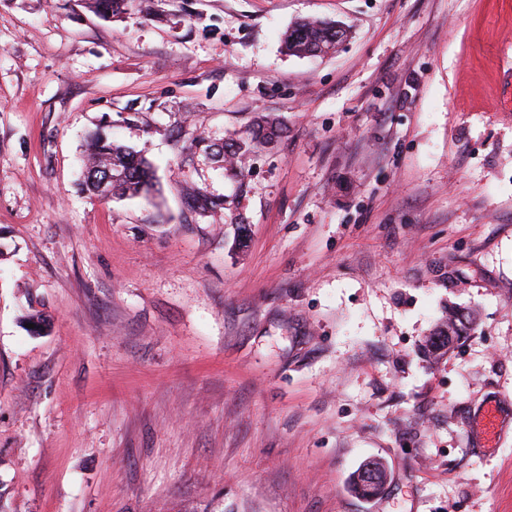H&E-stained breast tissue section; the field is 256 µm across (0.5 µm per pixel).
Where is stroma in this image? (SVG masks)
Listing matches in <instances>:
<instances>
[{"label": "stroma", "mask_w": 512, "mask_h": 512, "mask_svg": "<svg viewBox=\"0 0 512 512\" xmlns=\"http://www.w3.org/2000/svg\"><path fill=\"white\" fill-rule=\"evenodd\" d=\"M510 98L512 0H0V512H512ZM95 131L159 194L85 193ZM151 0H89L92 7L98 14H102L101 11L111 14L112 17L118 16L125 11L134 3H138L140 6L144 5L145 10H149ZM104 16V14H102ZM336 22L308 18L288 29L284 48L291 55L325 56L335 53ZM286 128L277 117L270 115L254 116L244 137L230 138L222 145L208 146L212 160L237 168L233 162H240L244 158L257 153L269 145L277 143L285 133ZM473 320V317L469 314L459 312L448 313V318L437 329L429 345L426 346L428 354L447 350L450 340L467 336L468 331L471 329L470 326L473 324ZM387 478V472L383 464L370 462L365 464L354 475L352 489L358 495L369 498L376 495L382 488Z\"/></svg>", "instance_id": "1"}]
</instances>
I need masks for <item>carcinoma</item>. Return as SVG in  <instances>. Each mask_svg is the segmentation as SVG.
<instances>
[{"label": "carcinoma", "instance_id": "obj_1", "mask_svg": "<svg viewBox=\"0 0 512 512\" xmlns=\"http://www.w3.org/2000/svg\"><path fill=\"white\" fill-rule=\"evenodd\" d=\"M96 12L104 11L113 16L124 13L137 3L149 9L150 0H89ZM336 23L308 18L288 29L284 36V48L291 55L325 56L336 51ZM285 133L283 123L277 117L258 115L251 121L247 135L230 138L221 145L208 146L212 160L233 166L244 158L278 142ZM112 172V195L137 197L149 193L154 186V171L151 162L134 150L114 143L107 137L93 134L88 139L84 165V185L88 192L102 196L96 178L101 170ZM473 317L452 312L434 333L426 346L430 354L448 349L449 341L468 335ZM387 478L383 464L370 462L354 475L352 489L358 495L369 498L376 495Z\"/></svg>", "mask_w": 512, "mask_h": 512}]
</instances>
